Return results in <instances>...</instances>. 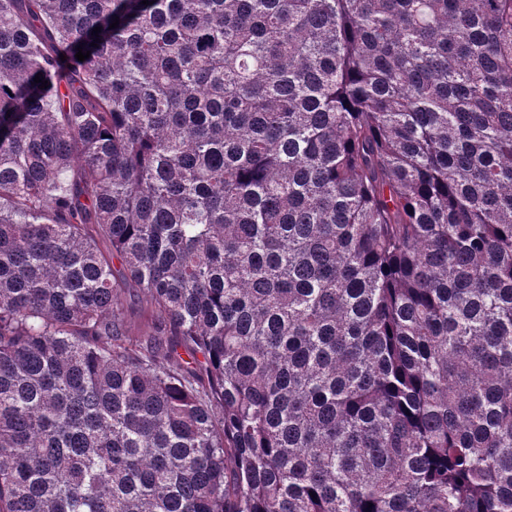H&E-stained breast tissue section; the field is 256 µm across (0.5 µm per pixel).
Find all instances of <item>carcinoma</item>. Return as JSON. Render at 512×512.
Returning a JSON list of instances; mask_svg holds the SVG:
<instances>
[{"instance_id": "1", "label": "carcinoma", "mask_w": 512, "mask_h": 512, "mask_svg": "<svg viewBox=\"0 0 512 512\" xmlns=\"http://www.w3.org/2000/svg\"><path fill=\"white\" fill-rule=\"evenodd\" d=\"M0 512H512V0H0Z\"/></svg>"}]
</instances>
